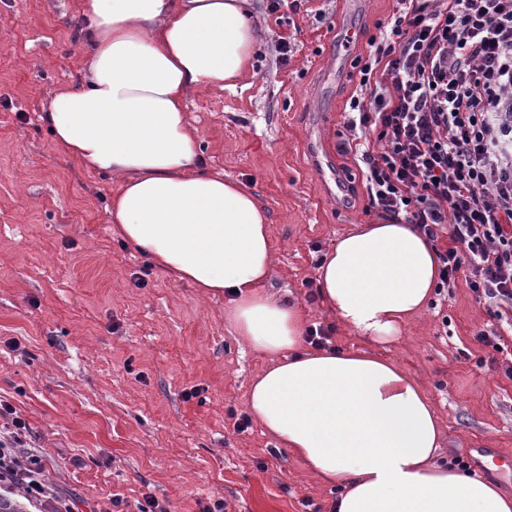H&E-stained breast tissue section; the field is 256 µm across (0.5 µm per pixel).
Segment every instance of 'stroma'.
I'll list each match as a JSON object with an SVG mask.
<instances>
[{
    "label": "stroma",
    "instance_id": "1",
    "mask_svg": "<svg viewBox=\"0 0 512 512\" xmlns=\"http://www.w3.org/2000/svg\"><path fill=\"white\" fill-rule=\"evenodd\" d=\"M255 65L231 88L196 91L190 123L206 163L265 205L274 265L265 288L295 300L308 324L334 327V347L370 350L316 299L317 266L353 225L370 224L355 156L338 133L355 93L333 54L348 26L373 35L396 0H251ZM79 0H0V401L28 426L52 492L73 512H109L113 497L153 496L167 512H329L336 490L275 447L247 418L263 357L224 323V301L173 281L112 231L110 178L58 152L40 120L56 87L78 78ZM290 38L287 61L274 50ZM341 174L345 191L332 190ZM493 304L464 279L436 290L426 313L381 351L416 375L444 427L438 461L497 448L512 458V380Z\"/></svg>",
    "mask_w": 512,
    "mask_h": 512
}]
</instances>
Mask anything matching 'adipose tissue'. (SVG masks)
<instances>
[{
  "label": "adipose tissue",
  "mask_w": 512,
  "mask_h": 512,
  "mask_svg": "<svg viewBox=\"0 0 512 512\" xmlns=\"http://www.w3.org/2000/svg\"><path fill=\"white\" fill-rule=\"evenodd\" d=\"M79 83L41 119L56 149L117 183L113 231L177 282L224 300V319L266 359L246 405L323 485L332 512H512L497 485L441 464L439 416L422 383L377 352L311 349L295 302L262 285L273 234L258 197L209 168L186 99L235 86L258 39L249 0H80ZM439 252L414 225L383 219L340 236L317 268L325 307L358 336L397 340L427 309Z\"/></svg>",
  "instance_id": "adipose-tissue-1"
}]
</instances>
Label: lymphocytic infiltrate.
Wrapping results in <instances>:
<instances>
[{"label": "lymphocytic infiltrate", "mask_w": 512, "mask_h": 512, "mask_svg": "<svg viewBox=\"0 0 512 512\" xmlns=\"http://www.w3.org/2000/svg\"><path fill=\"white\" fill-rule=\"evenodd\" d=\"M356 57L357 93L339 150H354L368 209L427 238L448 228L439 285L461 267L478 299L512 322V0H399ZM0 417V491L45 495V467L22 455L26 422Z\"/></svg>", "instance_id": "obj_1"}]
</instances>
